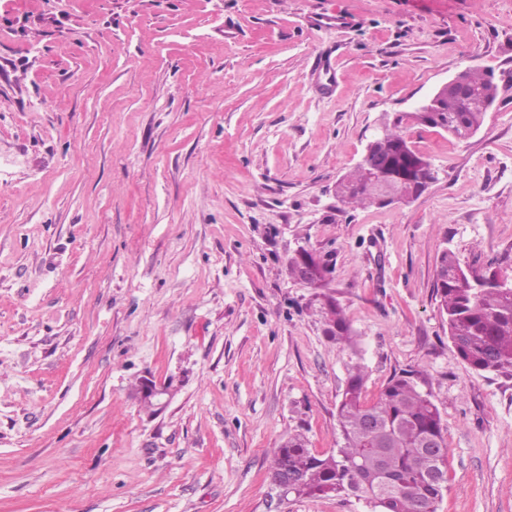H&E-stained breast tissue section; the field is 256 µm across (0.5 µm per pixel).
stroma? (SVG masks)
Returning a JSON list of instances; mask_svg holds the SVG:
<instances>
[{
    "label": "stroma",
    "mask_w": 512,
    "mask_h": 512,
    "mask_svg": "<svg viewBox=\"0 0 512 512\" xmlns=\"http://www.w3.org/2000/svg\"><path fill=\"white\" fill-rule=\"evenodd\" d=\"M471 65L475 135L405 129L426 192L341 205L384 120ZM446 250L512 277V0H0V512H373L270 481L288 436L336 448L354 361L369 403L425 371L437 512H512V372L458 358ZM321 313L323 315L326 328V334L342 346L351 347L353 353L357 352V343L351 334L350 325L344 314L343 308L335 298L324 296V302L321 303Z\"/></svg>",
    "instance_id": "35a3bbf8"
}]
</instances>
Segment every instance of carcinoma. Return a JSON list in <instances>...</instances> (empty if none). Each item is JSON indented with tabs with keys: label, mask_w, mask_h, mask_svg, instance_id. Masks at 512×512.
Wrapping results in <instances>:
<instances>
[{
	"label": "carcinoma",
	"mask_w": 512,
	"mask_h": 512,
	"mask_svg": "<svg viewBox=\"0 0 512 512\" xmlns=\"http://www.w3.org/2000/svg\"><path fill=\"white\" fill-rule=\"evenodd\" d=\"M467 92L448 99V111L439 113L456 137L462 130L479 129L490 101L484 90L492 75L476 67L463 70ZM422 125L415 112H402L380 133L373 146L374 163L384 164L415 147L404 125ZM403 197L405 182L391 176L375 183L357 166L338 180L337 198L344 205H373L383 193ZM461 266L451 251L443 252L436 271V298L448 318V335L458 357L478 372L512 371V284L482 282L484 275L455 277ZM326 334L337 344L358 353L343 308L326 296L321 303ZM365 368L355 364L337 408L342 442L335 450L316 454L296 434L273 451V464L297 475L288 494L297 497L353 495L367 500L377 512H437L447 482L442 462L447 448L441 413L428 392L412 377L391 378L377 400L363 397ZM438 441L439 448L427 443Z\"/></svg>",
	"instance_id": "1"
}]
</instances>
